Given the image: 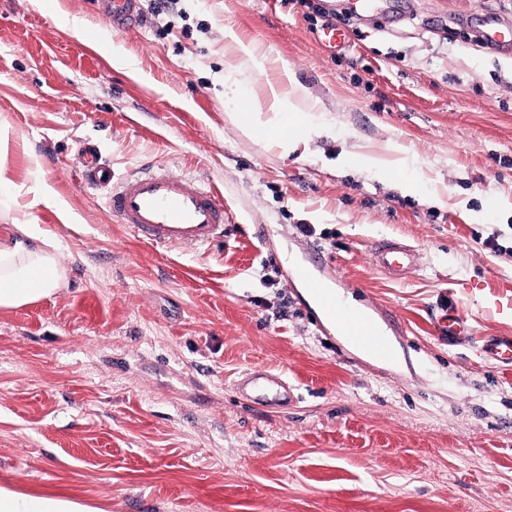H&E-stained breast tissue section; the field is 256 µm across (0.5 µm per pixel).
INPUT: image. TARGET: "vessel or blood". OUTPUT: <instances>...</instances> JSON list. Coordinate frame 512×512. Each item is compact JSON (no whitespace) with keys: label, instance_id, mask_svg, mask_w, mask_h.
<instances>
[{"label":"vessel or blood","instance_id":"1","mask_svg":"<svg viewBox=\"0 0 512 512\" xmlns=\"http://www.w3.org/2000/svg\"><path fill=\"white\" fill-rule=\"evenodd\" d=\"M83 167L88 187L111 185L108 207L112 215L147 244L162 248L209 247L223 242L235 226L232 213L224 208L221 192L195 179L149 169L118 180L111 168L98 163L92 151L86 153ZM419 261L418 249L401 241L379 242L372 252L373 264L394 278L408 273ZM328 307L342 337L379 355H388L389 343L372 320L334 301ZM482 351L491 364L511 365L512 336L486 337Z\"/></svg>","mask_w":512,"mask_h":512}]
</instances>
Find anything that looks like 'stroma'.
<instances>
[{
    "label": "stroma",
    "instance_id": "obj_1",
    "mask_svg": "<svg viewBox=\"0 0 512 512\" xmlns=\"http://www.w3.org/2000/svg\"><path fill=\"white\" fill-rule=\"evenodd\" d=\"M104 9L0 0V165L20 190L0 224L53 235L66 275L0 309V484L100 512H512V368L481 355L512 336V52L477 38L487 23L512 38V0H177L123 30ZM331 24L351 34L336 51L319 41ZM283 59L324 127L286 156L234 118ZM88 143L115 177L161 166L219 187L236 238L142 242L83 183ZM346 152L412 158L424 194L337 169ZM383 238L419 249L404 279L372 265ZM298 266L367 310L398 359L344 340ZM452 308L469 324L455 344ZM255 370L294 402L240 397Z\"/></svg>",
    "mask_w": 512,
    "mask_h": 512
}]
</instances>
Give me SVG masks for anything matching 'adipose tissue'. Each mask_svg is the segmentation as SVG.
<instances>
[{"instance_id": "1", "label": "adipose tissue", "mask_w": 512, "mask_h": 512, "mask_svg": "<svg viewBox=\"0 0 512 512\" xmlns=\"http://www.w3.org/2000/svg\"><path fill=\"white\" fill-rule=\"evenodd\" d=\"M286 86L269 85L268 105L243 102L246 116L239 124L249 134L264 133L282 155H289L305 141L307 113L320 103L294 78L286 74ZM64 284L54 241L38 225L14 223L0 229V308L34 303L55 293ZM0 512H98L97 508L52 492H21L0 485Z\"/></svg>"}]
</instances>
